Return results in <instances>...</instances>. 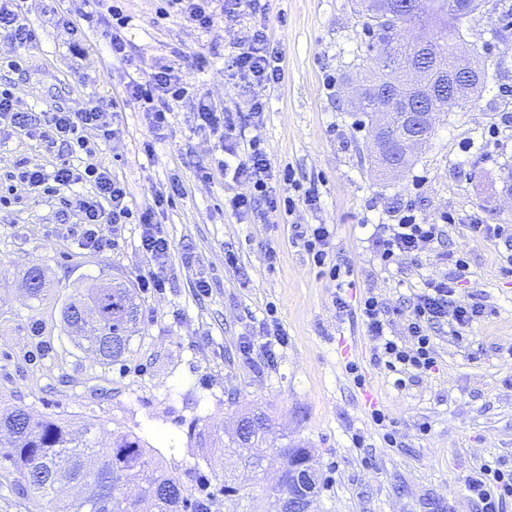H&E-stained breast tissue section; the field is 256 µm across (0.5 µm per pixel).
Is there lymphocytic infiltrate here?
<instances>
[{"mask_svg":"<svg viewBox=\"0 0 512 512\" xmlns=\"http://www.w3.org/2000/svg\"><path fill=\"white\" fill-rule=\"evenodd\" d=\"M27 0H0V42L20 50L37 44L38 31L26 20ZM263 0H160L158 20L171 15L182 16L201 30L210 29L217 16L236 19L244 15L263 13ZM42 12L52 16L56 26L71 36L69 50L77 57L85 56V31L100 32L112 58L128 62L126 30L132 18L124 10L123 0H108L105 11L61 7L60 0H46ZM279 52L271 45L264 25L248 27L239 38L228 60L227 69L252 88L247 115L226 110L206 97L197 95L190 74L205 70L210 60L204 53L190 57L189 69L168 64L159 65L148 83L129 79L122 100L98 98L81 109L62 106L49 112H28L21 108L10 84L0 83V136L11 132L36 140L53 154L52 167L29 166L17 163L0 179V205L11 204L18 191L57 196L62 200L60 220L75 219L80 226L77 243L83 248L107 252L118 245L123 227H140L139 247L155 265L166 266L172 258V246L156 220L159 211L169 206L184 188L179 178H172L168 188L157 190L152 202L134 209L124 183L114 177L109 165L97 157L99 143L115 139L112 119L121 101L137 102L143 108L151 138L143 144L145 153H153L155 142L164 140L171 128L175 107L186 99H194L196 127L216 135L223 156L217 167L199 166V181L213 180L215 175L230 178L233 183L248 185V193L235 194L229 200L233 213L246 218L261 212L263 217L278 216L281 211L293 210L296 204L317 206L320 192L316 184L298 190L297 197L284 198L269 186L271 163L260 141L241 144L237 130L240 118L253 124L264 120L262 90L279 82L282 72ZM453 216H443L441 223H417L413 213L401 215L397 223L384 224L372 234L374 257L382 270L405 257L438 253L440 259L454 267L452 274L425 280L415 293L407 312L404 336L390 334L387 310L377 296L369 294L360 301V312L370 341V360L394 377L396 388H406L415 379L432 373L436 365V350L432 329L444 326L455 340H462L473 323L484 317L481 306L467 304L458 297L459 282L469 270L467 259L460 254L442 251L445 224ZM293 237L300 241L309 259L317 267L327 269L341 293L336 308H349L343 291L354 287L353 269L336 257L332 235L323 224H296ZM464 491L477 500L481 512H503L506 500L512 499V472L504 473L489 464L475 467L463 481Z\"/></svg>","mask_w":512,"mask_h":512,"instance_id":"f902f5d3","label":"lymphocytic infiltrate"}]
</instances>
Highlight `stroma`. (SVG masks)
<instances>
[{
	"label": "stroma",
	"instance_id": "35a3bbf8",
	"mask_svg": "<svg viewBox=\"0 0 512 512\" xmlns=\"http://www.w3.org/2000/svg\"><path fill=\"white\" fill-rule=\"evenodd\" d=\"M156 6L126 2L134 18L128 65L113 61L93 31L85 36V57H73L68 34L31 12L40 40L23 50V71L9 75L16 97L36 112L76 110L91 98L122 96L129 79L148 81L155 64L180 67L184 55L202 52L211 65L194 76L199 93L245 111L250 92L224 61L253 18H220L206 31L177 16L158 26ZM264 23L283 77L264 91L263 125L246 121L241 131L260 140L277 194H293L294 184L283 179L289 170L295 183H317L318 206L300 204L267 221L238 219L224 205L234 187L219 176L207 183L195 177L220 151L215 137L196 129L194 104L176 107L168 138L148 157L146 117L125 103L114 118L120 138L103 145L99 158L137 208L150 203L154 188L180 178L184 195L160 217L172 260L156 269L135 224L125 226L111 251L79 248L72 224L56 218L55 197L25 193L0 208V403L91 420L105 434H137L189 493L209 479L212 512L252 510L250 500L224 494L203 460L218 454L225 430L249 409L270 417L268 447L313 449L316 512H479L462 477L483 463L512 469V271L504 263L512 246L472 236L466 226L476 219L512 234V0H486L484 14L463 22L467 55L489 74L486 88L476 104L440 116L399 174L378 167L368 120L351 111L345 94L369 42L351 0H267ZM407 208L423 224L454 215L443 248L466 254L470 264L459 298L486 313L460 341L447 328L433 329L437 369L400 390L370 363L358 311L337 312L335 282L309 261L291 227L330 226L355 271L349 300L378 294L395 309L391 330L399 336L400 311L422 278L450 270L435 256L380 269L368 238L374 225L396 223ZM228 248L239 257L233 269L224 265ZM33 267L44 270L50 290L40 301L26 300L21 290ZM152 270L163 289L141 290V277ZM97 279L127 284L141 303L139 330L116 363L82 352L64 330L65 301ZM202 280L208 293L197 290ZM272 317L288 343L269 364L258 346ZM245 337L257 346L248 357L240 351ZM351 363L364 386L354 384ZM376 408L388 413L386 426L373 422ZM196 421L211 428L206 445L188 434ZM388 432L394 442L385 440Z\"/></svg>",
	"mask_w": 512,
	"mask_h": 512
}]
</instances>
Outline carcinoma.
I'll return each mask as SVG.
<instances>
[{"mask_svg": "<svg viewBox=\"0 0 512 512\" xmlns=\"http://www.w3.org/2000/svg\"><path fill=\"white\" fill-rule=\"evenodd\" d=\"M376 0H355V12L365 19L369 37L386 26L375 8ZM435 48L444 54L464 43L462 32L441 25ZM379 55L360 64L361 80L370 85L365 100L353 111L365 115L375 111L373 90L385 81L388 71L408 61L409 46L392 44ZM401 98L391 102L389 123L391 146L402 135ZM96 316L85 325L78 339L87 342L84 350L103 363H114L128 351L139 319V304L133 290L121 282L87 289ZM252 419L245 434L235 432L221 449L217 460L204 458L206 465L224 466V454L244 456L270 431L265 413H247ZM0 472L10 479L14 495L27 504L44 501L50 512H140V502L148 499L154 512H211L212 501L190 500L179 476L160 465L146 442L133 433H111L109 442L99 440L98 424L72 421L59 416L37 417L23 406H0Z\"/></svg>", "mask_w": 512, "mask_h": 512, "instance_id": "carcinoma-1", "label": "carcinoma"}]
</instances>
